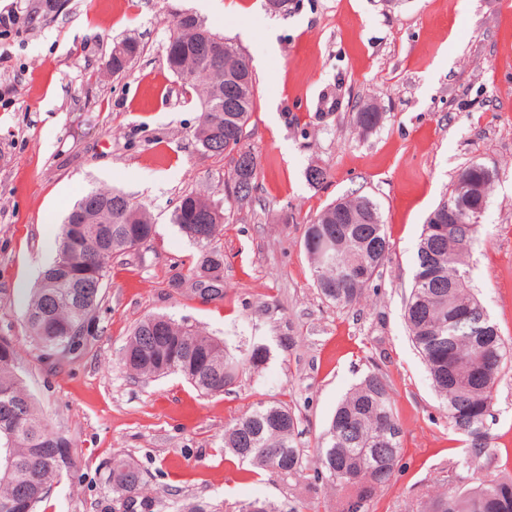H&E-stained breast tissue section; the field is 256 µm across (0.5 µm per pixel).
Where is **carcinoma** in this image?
Returning <instances> with one entry per match:
<instances>
[{
	"mask_svg": "<svg viewBox=\"0 0 512 512\" xmlns=\"http://www.w3.org/2000/svg\"><path fill=\"white\" fill-rule=\"evenodd\" d=\"M189 13L176 21L165 46L173 74L200 96L201 119L195 138L202 151L226 162L224 186L235 196L214 199L189 193L171 214L198 248L187 278L193 296L205 302L224 300V247L219 227L229 218L226 205L248 202L258 188L260 159L245 145L256 106L255 80L246 58L229 47L228 60L208 62L202 45L224 35L196 22ZM140 52L125 39L114 44L107 67L123 71ZM495 172L473 162L458 176L423 224L412 287L404 320L433 388L461 437L464 455L473 460L494 451L486 431L498 378L512 368V347L497 324L483 317L484 307L470 287L466 253L479 225L467 224L466 212L487 205ZM467 180L472 192L458 198L457 183ZM457 221L438 233V215L447 208ZM89 224L78 239L69 226L81 215ZM155 225L145 211L120 191L92 189L65 217L55 259L43 271L24 314L26 328L40 355L61 360L82 348L90 337L77 333L102 299L108 264L116 255H136L151 241ZM304 245L314 267L315 285L338 306L359 303L389 251L381 206L364 195L340 198L310 221ZM257 349L231 353L224 341L166 314L149 315L134 326L118 354V363L142 379L183 376L201 396L224 394L235 383L240 364L253 361ZM300 413L294 406L260 401L224 430L231 460L270 470L280 477L326 481L336 490L327 512H352L364 489L354 478L372 483L375 497L390 482L402 453V425L393 390L376 374L365 376L340 401L316 448L300 446ZM58 451L57 438L19 374V353L0 336V512H36L54 482L73 467ZM108 486L123 512H158L160 501L145 492L143 472L127 458H115ZM173 512H221L206 501H175ZM421 512H512V480H483L473 488H445L426 501Z\"/></svg>",
	"mask_w": 512,
	"mask_h": 512,
	"instance_id": "carcinoma-1",
	"label": "carcinoma"
}]
</instances>
